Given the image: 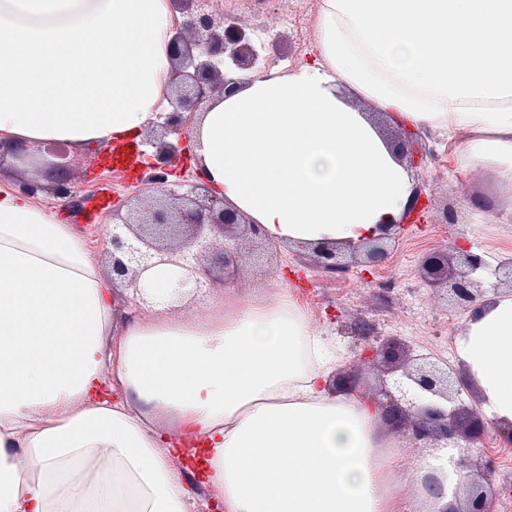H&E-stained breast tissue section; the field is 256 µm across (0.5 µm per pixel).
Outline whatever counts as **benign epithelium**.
I'll return each mask as SVG.
<instances>
[{"label":"benign epithelium","instance_id":"7a95c632","mask_svg":"<svg viewBox=\"0 0 512 512\" xmlns=\"http://www.w3.org/2000/svg\"><path fill=\"white\" fill-rule=\"evenodd\" d=\"M183 20L177 23L170 42L172 62V112L161 124L163 132L147 138L153 159L137 186L152 193L153 201L122 213L125 204L113 209L115 218L107 232V253L111 259L112 280L134 290L138 306L150 302L143 291L145 284L161 271L176 275L179 288L191 296L224 282L226 275L238 270L243 259L241 245L249 239H261L258 225L243 213L229 207L216 195L200 172L183 182L169 180L174 160L191 158L189 128L200 105L233 91L238 80L224 67L229 58L237 67L257 66L254 39L245 29L215 11L211 0H172ZM178 135L174 142L165 140L166 131ZM419 133L401 129L395 137L398 156L410 165L421 161ZM56 178L48 185L39 181L23 184L27 193L46 192L70 208L76 200L70 186L68 165L54 154ZM428 200L419 187L413 188L410 204L400 222L382 226V234L351 247L352 259H341L342 250L323 245L312 251V263L329 276L346 273L364 254L372 260L385 255L378 245L391 231L405 224L424 220ZM499 284L508 283L512 293V260L492 267L484 254L460 250L457 257L432 252L422 262V277L430 286L446 292L458 307L468 310L485 297L488 277ZM371 328L360 324L358 336L365 342L358 365L337 374L330 384L336 394L356 391L362 370L376 364L381 374L380 388L370 404L381 410L386 429L391 434H405L439 450L440 463L424 477V486L442 490L445 481H467L473 488L466 505L444 512H496L493 495L480 480H490L496 468L495 458L476 461L468 445L494 427L499 439L512 445V424H489L478 411L463 405L459 396L469 389V381L453 366L431 354L414 355L409 347L395 339L370 341Z\"/></svg>","mask_w":512,"mask_h":512}]
</instances>
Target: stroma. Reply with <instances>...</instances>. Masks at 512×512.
Listing matches in <instances>:
<instances>
[{
	"mask_svg": "<svg viewBox=\"0 0 512 512\" xmlns=\"http://www.w3.org/2000/svg\"><path fill=\"white\" fill-rule=\"evenodd\" d=\"M318 6L319 0H247L238 22L246 27L268 14L294 10L311 20ZM315 40L314 31L302 36L281 27L267 39L265 49L268 56L288 55L302 63L311 59ZM422 143L428 157L424 165L414 169L413 177L415 185L430 200L428 221L404 230L399 241L389 246L387 260L368 272L355 267L330 277L312 266L309 253L277 245L269 248L265 265H244L236 276L228 279L224 296L252 292L267 285L273 277L283 276L294 285V295L309 318L335 347L339 358L336 368L340 371L354 367L364 346L353 331L361 321L371 324L375 334L397 339L414 352L433 353L448 358L450 364H458V357L449 356L448 349L456 345L465 315L447 308L442 295L422 280V261L430 252L452 254L462 245L492 255L511 251L512 223L487 220L488 212L499 205L491 175L477 170L462 179L452 177V147L434 142L427 134L423 135ZM106 151V146L96 144L69 148L73 159L70 179L79 201L77 209L65 208L44 193L34 197L37 204L75 226L104 269L109 266L104 229L112 222L110 202L127 197L136 182L135 176L98 166V159ZM447 209L454 212L455 223H444L443 212ZM497 440L495 430H488L479 442L471 444L470 450L476 459L496 455V470L490 480L496 509L512 512V447L493 452L491 445ZM427 452L424 445L408 441L403 454L391 462L402 512H426L428 508L421 495V479L412 466L414 457Z\"/></svg>",
	"mask_w": 512,
	"mask_h": 512,
	"instance_id": "35a3bbf8",
	"label": "stroma"
}]
</instances>
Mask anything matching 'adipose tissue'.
Masks as SVG:
<instances>
[{
  "label": "adipose tissue",
  "mask_w": 512,
  "mask_h": 512,
  "mask_svg": "<svg viewBox=\"0 0 512 512\" xmlns=\"http://www.w3.org/2000/svg\"><path fill=\"white\" fill-rule=\"evenodd\" d=\"M315 56L238 74L198 113L195 164L271 241L353 244L413 190L374 112L455 143L512 199V0H320ZM171 65L136 126L171 96ZM367 101L371 111L359 103ZM120 308L74 225L0 184V512H193L180 449L207 452L224 512H396L378 411L328 389L334 359L287 286L175 314ZM457 354L485 416L512 423V295L477 305Z\"/></svg>",
  "instance_id": "ef3b65f1"
}]
</instances>
